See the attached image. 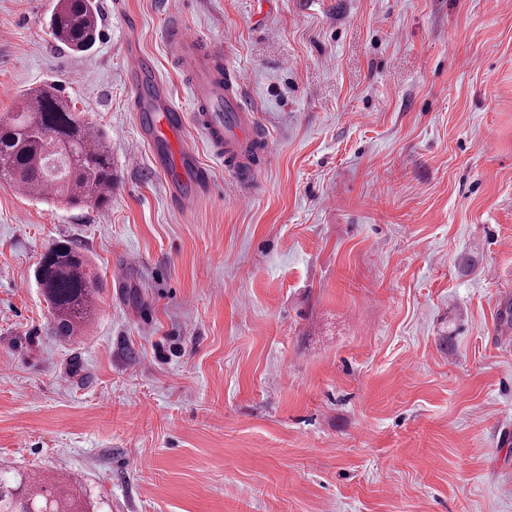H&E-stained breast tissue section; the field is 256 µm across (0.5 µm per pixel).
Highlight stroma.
<instances>
[{
  "label": "stroma",
  "instance_id": "1",
  "mask_svg": "<svg viewBox=\"0 0 512 512\" xmlns=\"http://www.w3.org/2000/svg\"><path fill=\"white\" fill-rule=\"evenodd\" d=\"M0 0V116L56 85L112 147L108 208L0 184V462L94 512H512V0ZM202 33L270 146L250 199L176 209L127 47L176 105L162 31ZM69 240L100 282L59 335L35 279ZM99 24L95 0H56L49 17L54 40L76 53L85 52L96 43Z\"/></svg>",
  "mask_w": 512,
  "mask_h": 512
}]
</instances>
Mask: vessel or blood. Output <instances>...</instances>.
<instances>
[{
	"label": "vessel or blood",
	"instance_id": "vessel-or-blood-1",
	"mask_svg": "<svg viewBox=\"0 0 512 512\" xmlns=\"http://www.w3.org/2000/svg\"><path fill=\"white\" fill-rule=\"evenodd\" d=\"M170 52L189 76L194 97L192 112L176 106L163 83L154 95H136L139 127L146 134L152 160L168 179L170 199L176 207L196 201L202 191V168L193 147L183 141L187 125H194L224 160L231 175H238L250 155L267 153L257 132L252 109L240 99L237 86L224 80V59L217 49L190 27L175 23L165 28ZM223 97L225 115L211 112L209 104Z\"/></svg>",
	"mask_w": 512,
	"mask_h": 512
}]
</instances>
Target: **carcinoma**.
I'll use <instances>...</instances> for the list:
<instances>
[{
	"label": "carcinoma",
	"instance_id": "obj_1",
	"mask_svg": "<svg viewBox=\"0 0 512 512\" xmlns=\"http://www.w3.org/2000/svg\"><path fill=\"white\" fill-rule=\"evenodd\" d=\"M96 0H56L49 17L55 41L80 53L98 36ZM16 189L42 187L44 196L71 206H103L112 188V152L106 134L75 111L54 85L23 97L17 112L0 118V183ZM97 277L70 242L42 255L36 281L60 335L84 328L95 309ZM0 512H88L87 505L58 491L52 476L0 466Z\"/></svg>",
	"mask_w": 512,
	"mask_h": 512
}]
</instances>
